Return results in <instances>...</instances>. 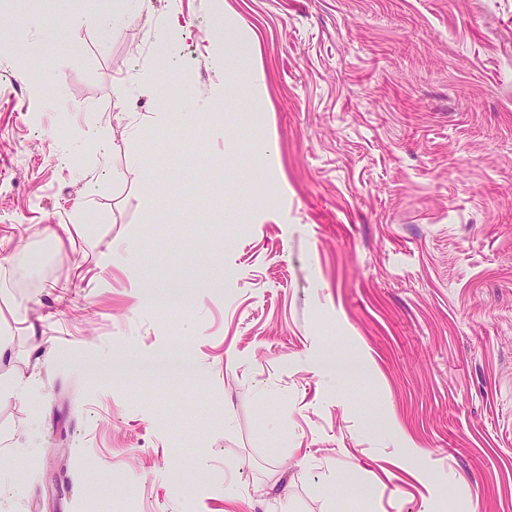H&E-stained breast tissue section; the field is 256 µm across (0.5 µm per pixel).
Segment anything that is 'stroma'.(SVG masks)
<instances>
[{"instance_id": "stroma-1", "label": "stroma", "mask_w": 512, "mask_h": 512, "mask_svg": "<svg viewBox=\"0 0 512 512\" xmlns=\"http://www.w3.org/2000/svg\"><path fill=\"white\" fill-rule=\"evenodd\" d=\"M152 2L0 5V512H512V0Z\"/></svg>"}]
</instances>
